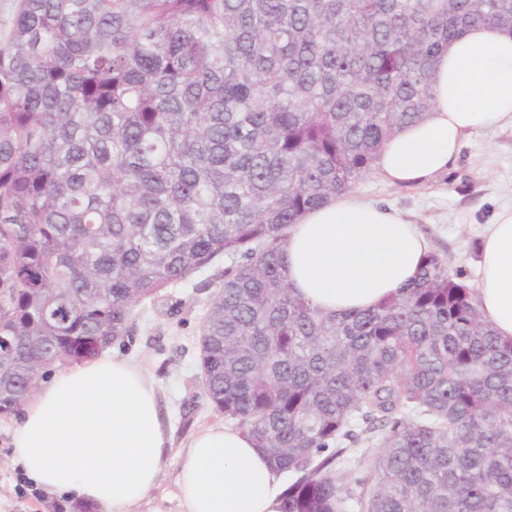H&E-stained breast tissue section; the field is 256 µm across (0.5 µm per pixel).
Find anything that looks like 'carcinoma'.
<instances>
[{"instance_id":"carcinoma-1","label":"carcinoma","mask_w":512,"mask_h":512,"mask_svg":"<svg viewBox=\"0 0 512 512\" xmlns=\"http://www.w3.org/2000/svg\"><path fill=\"white\" fill-rule=\"evenodd\" d=\"M512 0H16L0 37V418L221 255L204 393L285 512H512V341L429 253L364 310L293 294L307 211L433 106ZM379 442L369 455L363 442Z\"/></svg>"}]
</instances>
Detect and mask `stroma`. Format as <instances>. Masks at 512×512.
<instances>
[{
	"instance_id": "1",
	"label": "stroma",
	"mask_w": 512,
	"mask_h": 512,
	"mask_svg": "<svg viewBox=\"0 0 512 512\" xmlns=\"http://www.w3.org/2000/svg\"><path fill=\"white\" fill-rule=\"evenodd\" d=\"M355 196L406 214L425 236L431 252L464 282L475 278L480 234L495 213L512 204V127L467 136L447 173L414 185L394 184L380 172L365 176ZM229 258L190 282L167 288L156 300L136 305L132 332L112 345L111 355L141 363L166 411L174 447L201 429L224 424L202 385L200 327ZM18 417L0 418V512H103L66 497L20 490L22 472L12 466L10 437Z\"/></svg>"
}]
</instances>
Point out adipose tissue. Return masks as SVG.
Here are the masks:
<instances>
[{
    "mask_svg": "<svg viewBox=\"0 0 512 512\" xmlns=\"http://www.w3.org/2000/svg\"><path fill=\"white\" fill-rule=\"evenodd\" d=\"M435 105L386 144L376 166L420 184L466 136L512 126V32L470 28L437 60ZM428 242L402 214L345 195L304 215L287 249L294 292L327 314L367 309L416 275ZM474 296L512 340V205L480 235ZM10 461L47 493L128 512L157 486L172 446L157 390L134 361L101 355L54 372L24 403ZM181 512H284L286 483L242 430H200L178 456Z\"/></svg>",
    "mask_w": 512,
    "mask_h": 512,
    "instance_id": "ef3b65f1",
    "label": "adipose tissue"
}]
</instances>
